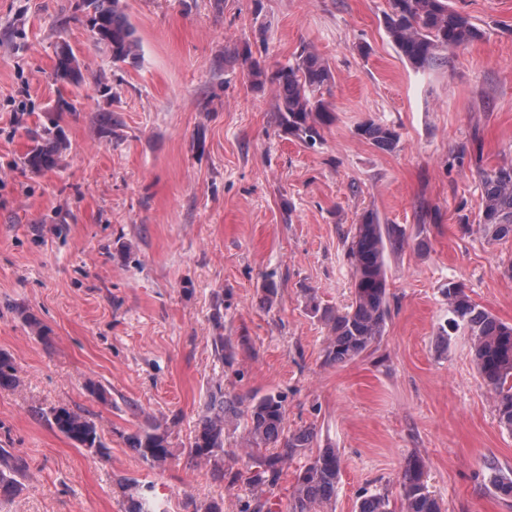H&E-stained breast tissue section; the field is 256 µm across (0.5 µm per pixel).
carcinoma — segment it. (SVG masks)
Listing matches in <instances>:
<instances>
[{"mask_svg":"<svg viewBox=\"0 0 512 512\" xmlns=\"http://www.w3.org/2000/svg\"><path fill=\"white\" fill-rule=\"evenodd\" d=\"M384 14L385 30L401 56L416 70L425 71L445 59L444 53L463 48L483 37L471 17L448 5V0H389ZM88 23L96 42L105 46L112 62L137 59V39L129 23L122 0H83ZM56 79L77 82L81 73L73 49L67 45L57 52ZM251 85L272 86L280 126L288 135L312 147L322 141L323 128L334 115L326 97L331 95L333 76L325 60L304 48L288 63L269 70L255 60L248 73ZM357 133L375 148L394 151L400 141L392 126L366 120ZM36 145L26 154L25 164L34 169L57 165L64 139L59 127H49L34 136ZM482 187L478 224L486 238L500 241L512 237V162L495 167H477ZM347 260L353 269L354 298L348 307L335 311L322 309L316 296L307 293V306L328 325L330 336L325 350L326 362L345 364L367 351L384 335L390 316V298L386 282L387 256L404 245V234L397 224H382L374 211L363 213L349 232ZM448 300V323L463 330L472 341V355L478 373L495 395L499 427L512 434V324L500 320L454 283L443 289ZM16 369L8 356L0 353V387L16 383ZM52 421L68 439L101 457L105 445L91 420L65 408L51 411ZM244 419L246 444L252 460L248 480L261 494L246 503L243 512H272L269 495L278 487L288 460L312 447L315 439L310 427L296 431L285 428V396L280 393L253 394L247 398L231 395L221 384L209 389L208 410L199 419L188 454L198 462L211 464L228 485L243 477L238 469L224 467V458L236 460L233 451L224 448L226 426ZM141 459L151 468H159L173 457L161 424L150 423L127 437ZM23 459L0 448V493L18 488L25 472ZM341 473V458L336 449L320 448L307 456L296 475L289 498L288 512H320L336 497ZM425 463L410 456L398 476L401 512H442L440 502L428 490ZM485 486L512 495V477L493 463L481 473ZM128 512H161L155 499L147 494L131 498ZM356 512H395L386 491L365 492Z\"/></svg>","mask_w":512,"mask_h":512,"instance_id":"1","label":"carcinoma"}]
</instances>
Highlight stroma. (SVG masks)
Here are the masks:
<instances>
[{
	"instance_id": "35a3bbf8",
	"label": "stroma",
	"mask_w": 512,
	"mask_h": 512,
	"mask_svg": "<svg viewBox=\"0 0 512 512\" xmlns=\"http://www.w3.org/2000/svg\"><path fill=\"white\" fill-rule=\"evenodd\" d=\"M123 3L141 58L116 65L82 0H0V353L20 378L0 388V448L27 464L0 512H126L132 480L153 483L164 512H241L251 486L188 456L218 381L283 394L286 428L339 451L334 512L413 455L443 512H512L479 478L490 460L512 473V434L468 336L437 338L451 282L512 323V238L479 230L476 174L512 160V0H448L484 36L425 71L388 37V0ZM62 44L80 82L54 76ZM305 46L334 77L336 119L312 148L284 133L244 61L272 68ZM366 119L396 127L394 152L357 135ZM54 122L65 159L32 169L31 137ZM369 209L405 233L387 262L390 318L363 356L329 365L304 291L350 304L346 235ZM58 407L95 423L106 456L51 424ZM152 420L174 453L161 470L126 441Z\"/></svg>"
}]
</instances>
